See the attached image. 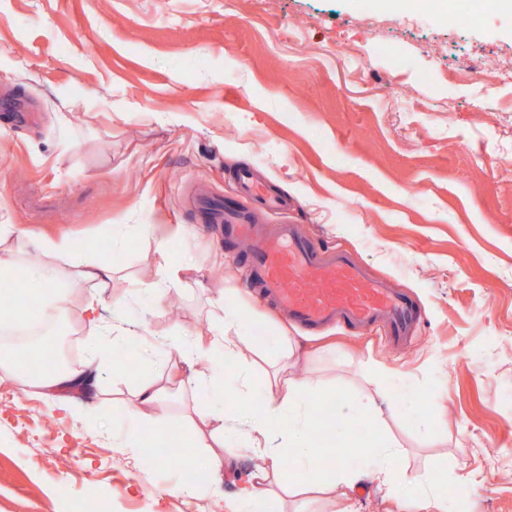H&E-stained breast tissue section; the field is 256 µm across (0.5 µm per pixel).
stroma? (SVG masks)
I'll return each mask as SVG.
<instances>
[{"label": "stroma", "instance_id": "stroma-1", "mask_svg": "<svg viewBox=\"0 0 512 512\" xmlns=\"http://www.w3.org/2000/svg\"><path fill=\"white\" fill-rule=\"evenodd\" d=\"M501 59L511 13L458 29L431 0L410 14L402 0H0V224L111 265L98 314L157 338H209L212 301L233 289L260 329L256 362L286 336L310 351L296 376L324 386L323 447L338 391L377 388L357 366L396 371L404 398L349 435H392L410 477L469 474L468 488L441 486L449 512H512V79L461 71ZM241 167L290 204L281 217L245 201L259 223L288 219L414 297L424 324L407 346L377 328L308 333L252 296L244 244L196 223L188 199L200 186L232 195ZM161 243L188 269L157 301L133 287L154 280ZM68 297L53 330L80 359L86 293L74 283ZM138 351L119 344L100 395L73 394L68 411L0 379V512H225L261 463L250 451L232 449L221 481L186 494L182 463L118 449L137 381L169 371ZM210 404L187 386L165 404L156 447L209 458L186 432Z\"/></svg>", "mask_w": 512, "mask_h": 512}]
</instances>
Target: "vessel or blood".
Wrapping results in <instances>:
<instances>
[{"instance_id":"1","label":"vessel or blood","mask_w":512,"mask_h":512,"mask_svg":"<svg viewBox=\"0 0 512 512\" xmlns=\"http://www.w3.org/2000/svg\"><path fill=\"white\" fill-rule=\"evenodd\" d=\"M236 189L233 198L199 189L190 202L199 223L223 225L225 240L248 241L243 261L257 299L309 331L337 322L352 329L380 325L390 340L408 339L421 321L408 293L370 277L356 255L326 248L293 224L261 229L242 200L260 201L270 211L281 210L282 202L249 170L237 172Z\"/></svg>"}]
</instances>
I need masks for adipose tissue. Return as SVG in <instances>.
Listing matches in <instances>:
<instances>
[{"label": "adipose tissue", "instance_id": "ef3b65f1", "mask_svg": "<svg viewBox=\"0 0 512 512\" xmlns=\"http://www.w3.org/2000/svg\"><path fill=\"white\" fill-rule=\"evenodd\" d=\"M43 255L39 310L44 314L65 312L66 294L57 284L66 272H73L80 285L93 290H104L112 283L110 266L90 259H77L76 248L68 239H48L35 245ZM221 311L222 329L210 343H187L180 336L172 335L158 345L147 348L150 358L158 360L179 359L185 365L207 361L214 362L216 353H223L225 365L237 364L243 346L257 343L258 337L244 328L238 302L231 297L217 300ZM119 337L126 341L142 340L140 330L130 327L120 315H113L111 322H104L96 315L94 305H87L84 317V345L86 358L83 363L67 366L61 363L53 345H44L39 353L40 364L36 373H29L21 363L18 352L0 348V377L15 380L25 387L52 392L53 403L62 410L70 401L58 396L61 388L90 386L98 390L96 370L108 359L103 345L104 337ZM301 359V352L292 340H284L279 354L271 360L265 371L263 383L266 395L262 402H255V383L248 370H240L234 395L235 404L247 413V448L259 455L263 466L250 474L239 493L226 502V512H254L260 504L273 495L278 482L301 478L303 486L326 493L336 489L354 490L359 474L346 464L347 457L359 454L368 462V477L398 493L404 500V512H448V504L437 493L446 475L431 469L424 470L414 479H407L400 470L403 455L400 444L384 436L371 446L356 442L348 434L350 423L361 417L381 416V407L389 403L392 394L378 388L375 394L353 402L339 399L337 415L332 430L339 438L338 454L326 455L314 440L315 418L310 397L318 391L317 383L293 378L291 370Z\"/></svg>", "mask_w": 512, "mask_h": 512}]
</instances>
